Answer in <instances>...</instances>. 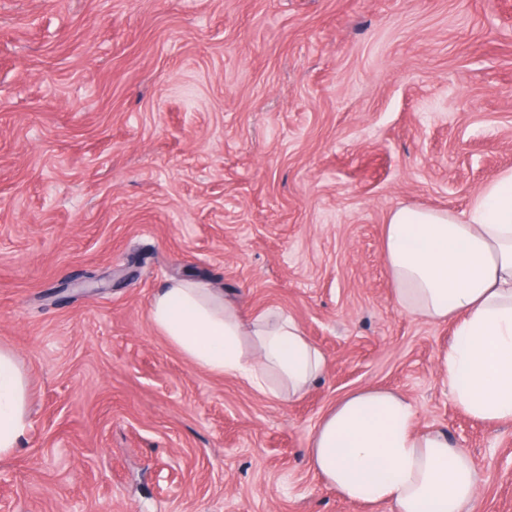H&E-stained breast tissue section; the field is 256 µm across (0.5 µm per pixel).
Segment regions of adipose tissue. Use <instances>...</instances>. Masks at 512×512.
<instances>
[{
  "instance_id": "1",
  "label": "adipose tissue",
  "mask_w": 512,
  "mask_h": 512,
  "mask_svg": "<svg viewBox=\"0 0 512 512\" xmlns=\"http://www.w3.org/2000/svg\"><path fill=\"white\" fill-rule=\"evenodd\" d=\"M383 251L395 303L436 323L453 322L440 359L443 385L466 414L512 422V170L500 173L466 212L403 205L390 212ZM158 332L187 359L263 394L295 398L326 368L324 354L288 315L245 319L223 294L173 280L150 306ZM26 382L0 349V454L25 427ZM314 471L348 502L394 512H479L468 455L445 431L420 428L403 393L367 388L339 399L307 449Z\"/></svg>"
}]
</instances>
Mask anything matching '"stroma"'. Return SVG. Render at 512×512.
Listing matches in <instances>:
<instances>
[{"label":"stroma","mask_w":512,"mask_h":512,"mask_svg":"<svg viewBox=\"0 0 512 512\" xmlns=\"http://www.w3.org/2000/svg\"><path fill=\"white\" fill-rule=\"evenodd\" d=\"M512 169V0H0V348L26 377L0 512H393L336 496L322 415L396 389L512 512V423L438 375L452 324L390 296L388 214ZM173 278L292 317V401L153 326Z\"/></svg>","instance_id":"35a3bbf8"}]
</instances>
